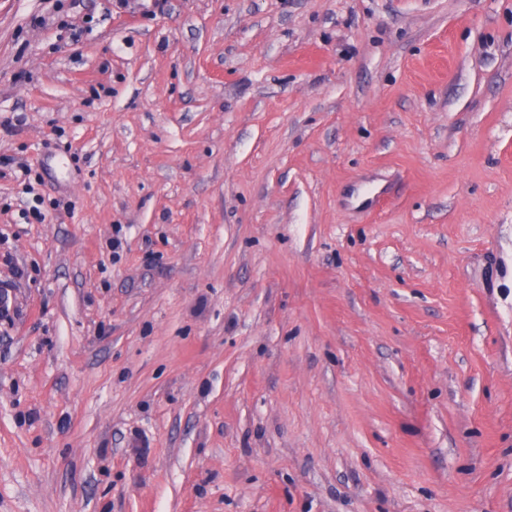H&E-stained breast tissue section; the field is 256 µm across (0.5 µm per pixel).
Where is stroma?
<instances>
[{
    "label": "stroma",
    "mask_w": 512,
    "mask_h": 512,
    "mask_svg": "<svg viewBox=\"0 0 512 512\" xmlns=\"http://www.w3.org/2000/svg\"><path fill=\"white\" fill-rule=\"evenodd\" d=\"M0 512H512V0H0Z\"/></svg>",
    "instance_id": "35a3bbf8"
}]
</instances>
